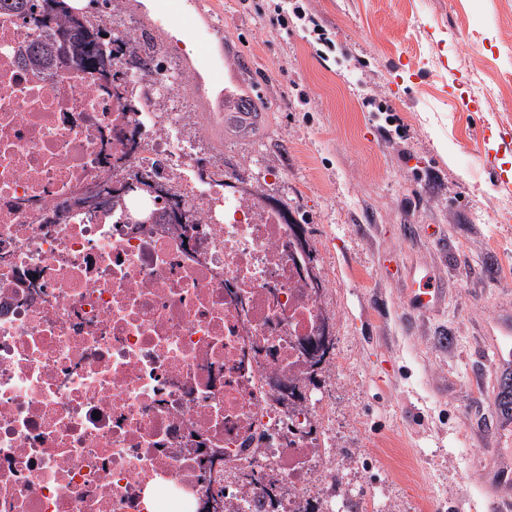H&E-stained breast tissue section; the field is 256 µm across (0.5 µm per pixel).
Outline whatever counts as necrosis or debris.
<instances>
[{
  "label": "necrosis or debris",
  "instance_id": "necrosis-or-debris-1",
  "mask_svg": "<svg viewBox=\"0 0 512 512\" xmlns=\"http://www.w3.org/2000/svg\"><path fill=\"white\" fill-rule=\"evenodd\" d=\"M21 60L0 10V512H334L335 322L304 229L204 150L179 70ZM151 183L148 224L127 190Z\"/></svg>",
  "mask_w": 512,
  "mask_h": 512
}]
</instances>
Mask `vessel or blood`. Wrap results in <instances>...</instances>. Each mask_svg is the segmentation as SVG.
I'll return each mask as SVG.
<instances>
[{
    "mask_svg": "<svg viewBox=\"0 0 512 512\" xmlns=\"http://www.w3.org/2000/svg\"><path fill=\"white\" fill-rule=\"evenodd\" d=\"M189 5L190 0H162L159 22L185 25L192 47V53L187 58L189 67L195 75L205 76L209 83L223 86V95L212 107L216 118L243 129L252 128L255 117L246 82L247 62L228 45L224 48L223 64H216L213 60V42L223 39L224 30L214 27L209 34L204 35L187 27ZM439 294L440 290L433 282L421 281L417 288L411 289L409 305L415 309L428 307L436 301Z\"/></svg>",
    "mask_w": 512,
    "mask_h": 512,
    "instance_id": "1",
    "label": "vessel or blood"
}]
</instances>
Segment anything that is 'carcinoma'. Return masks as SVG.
<instances>
[{"label": "carcinoma", "instance_id": "carcinoma-1", "mask_svg": "<svg viewBox=\"0 0 512 512\" xmlns=\"http://www.w3.org/2000/svg\"><path fill=\"white\" fill-rule=\"evenodd\" d=\"M33 22L40 30L39 39L23 55V61L35 68H49L57 60H71L86 71L111 65L113 52H103L109 44L104 31L91 30L83 23L84 15L65 6L64 0H0V9Z\"/></svg>", "mask_w": 512, "mask_h": 512}]
</instances>
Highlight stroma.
<instances>
[{
    "mask_svg": "<svg viewBox=\"0 0 512 512\" xmlns=\"http://www.w3.org/2000/svg\"><path fill=\"white\" fill-rule=\"evenodd\" d=\"M202 0L249 60L250 136L211 122L226 170L308 225L329 283L345 387L338 446L351 497L375 512H487L512 503V419L494 400L512 364V0ZM443 287L431 311L407 293Z\"/></svg>",
    "mask_w": 512,
    "mask_h": 512,
    "instance_id": "obj_1",
    "label": "stroma"
}]
</instances>
